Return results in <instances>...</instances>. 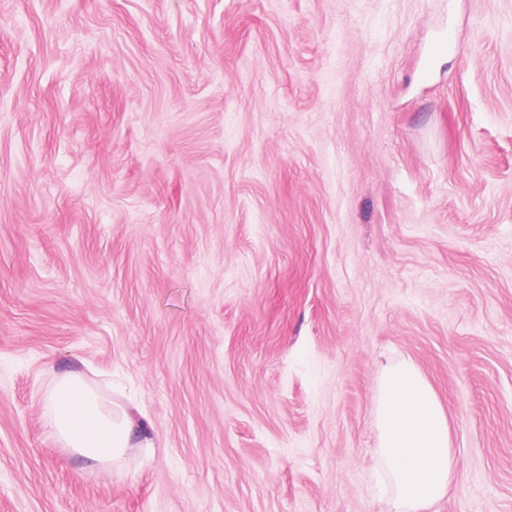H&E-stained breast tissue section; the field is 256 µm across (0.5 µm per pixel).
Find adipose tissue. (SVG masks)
<instances>
[{
	"instance_id": "adipose-tissue-1",
	"label": "adipose tissue",
	"mask_w": 512,
	"mask_h": 512,
	"mask_svg": "<svg viewBox=\"0 0 512 512\" xmlns=\"http://www.w3.org/2000/svg\"><path fill=\"white\" fill-rule=\"evenodd\" d=\"M376 402L378 451L393 488L385 512H422L446 495L457 469L448 416L432 386L409 362L383 371ZM49 404L50 430L104 469H120L128 449L151 445L143 423L104 400L79 375L61 376Z\"/></svg>"
}]
</instances>
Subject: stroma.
Listing matches in <instances>:
<instances>
[{
	"instance_id": "obj_1",
	"label": "stroma",
	"mask_w": 512,
	"mask_h": 512,
	"mask_svg": "<svg viewBox=\"0 0 512 512\" xmlns=\"http://www.w3.org/2000/svg\"><path fill=\"white\" fill-rule=\"evenodd\" d=\"M403 361L512 512V0H0V512H380ZM47 426L90 463L119 471L128 448H149L145 426L104 400L77 374L61 376L49 397Z\"/></svg>"
}]
</instances>
